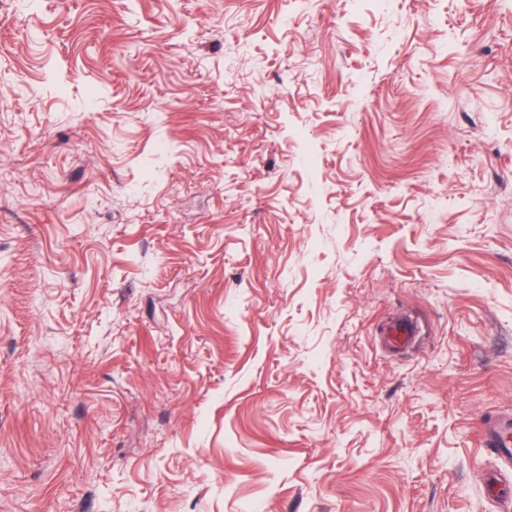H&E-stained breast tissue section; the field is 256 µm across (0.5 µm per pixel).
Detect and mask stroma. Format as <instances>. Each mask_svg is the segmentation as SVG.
Listing matches in <instances>:
<instances>
[{"mask_svg":"<svg viewBox=\"0 0 512 512\" xmlns=\"http://www.w3.org/2000/svg\"><path fill=\"white\" fill-rule=\"evenodd\" d=\"M502 415L512 0H0V512H503ZM480 445L497 456L509 468L512 466V418H502L488 424L481 432Z\"/></svg>","mask_w":512,"mask_h":512,"instance_id":"35a3bbf8","label":"stroma"}]
</instances>
